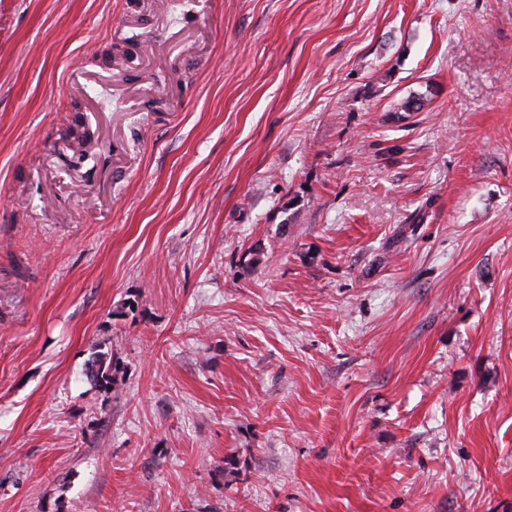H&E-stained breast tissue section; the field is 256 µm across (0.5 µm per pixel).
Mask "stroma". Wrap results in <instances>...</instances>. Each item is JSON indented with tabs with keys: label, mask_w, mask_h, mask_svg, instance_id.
<instances>
[{
	"label": "stroma",
	"mask_w": 512,
	"mask_h": 512,
	"mask_svg": "<svg viewBox=\"0 0 512 512\" xmlns=\"http://www.w3.org/2000/svg\"><path fill=\"white\" fill-rule=\"evenodd\" d=\"M0 512H512V0H0ZM116 371V364H113L112 357L109 359L103 355H99L89 362L87 375L94 383L104 389H111L114 382L113 372Z\"/></svg>",
	"instance_id": "stroma-1"
}]
</instances>
